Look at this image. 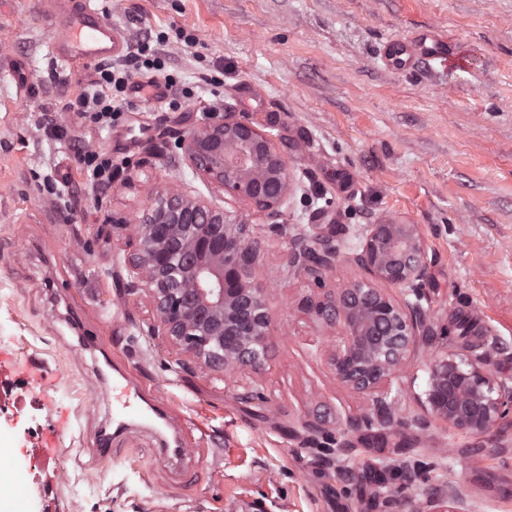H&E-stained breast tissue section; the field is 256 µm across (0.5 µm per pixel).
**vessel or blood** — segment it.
Masks as SVG:
<instances>
[{
  "label": "vessel or blood",
  "instance_id": "b4317fda",
  "mask_svg": "<svg viewBox=\"0 0 512 512\" xmlns=\"http://www.w3.org/2000/svg\"><path fill=\"white\" fill-rule=\"evenodd\" d=\"M49 21L48 52L51 59L66 64L102 62L122 55L128 36L106 16L100 0H42ZM382 60L387 69L407 71L423 60L447 64L448 55L435 30L426 29L411 37L386 44ZM165 400L158 391H150L144 406L117 405L112 422L124 429L129 421L165 418Z\"/></svg>",
  "mask_w": 512,
  "mask_h": 512
}]
</instances>
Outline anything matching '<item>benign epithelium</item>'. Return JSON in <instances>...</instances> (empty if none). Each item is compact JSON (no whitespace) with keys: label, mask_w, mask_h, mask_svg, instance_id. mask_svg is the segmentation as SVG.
Listing matches in <instances>:
<instances>
[{"label":"benign epithelium","mask_w":512,"mask_h":512,"mask_svg":"<svg viewBox=\"0 0 512 512\" xmlns=\"http://www.w3.org/2000/svg\"><path fill=\"white\" fill-rule=\"evenodd\" d=\"M183 148L193 169L248 202L277 214L291 189L288 165L272 135L233 112L192 133ZM112 224L133 228L127 294L149 296L153 336L180 347L183 371L205 368L231 376L261 372L269 360L272 317L267 287L258 277L262 246L255 225L173 190L152 194L135 214H112ZM336 245L313 231L288 254L292 270L316 276L331 269ZM362 274L302 309L326 323L343 324L331 365L336 378L390 411L394 381L427 336L429 313L421 297L398 301L378 284L408 288L428 271L418 225L381 223L367 229L356 254ZM472 357L435 356L425 390L426 410L461 433H484L512 414V385L488 369V351Z\"/></svg>","instance_id":"7a95c632"}]
</instances>
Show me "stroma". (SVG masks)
<instances>
[{"label": "stroma", "instance_id": "35a3bbf8", "mask_svg": "<svg viewBox=\"0 0 512 512\" xmlns=\"http://www.w3.org/2000/svg\"><path fill=\"white\" fill-rule=\"evenodd\" d=\"M102 2L130 37L169 25L196 37L167 48L195 96L177 112L131 96L112 131L99 130L68 109L94 64L48 70L41 0H0V363L25 369L0 394V449L14 460L0 485L14 512H441L452 490L469 512H512V417L464 434L423 406L434 356L468 342H497L489 369L512 377V0ZM425 26L444 34L449 64L386 69L383 44ZM218 67L220 101L204 81ZM227 112L272 135L294 184L275 218L287 235L258 228L269 362L231 378L180 371V351L148 335L150 299L126 292L130 233L111 222L163 189L250 215L177 147ZM80 145L118 165L106 194L86 186ZM49 171L68 179L65 202L46 192ZM384 221L420 228L433 343L396 380L389 422L351 429L346 415L372 406L330 364L342 327L299 303L358 277L363 235ZM312 226L336 244L320 287L287 263L290 238ZM116 362L161 392L172 420L130 422L125 456L104 457ZM248 388L261 404L236 399ZM316 413L324 430L311 434L300 421ZM44 441L51 457L33 453Z\"/></svg>", "mask_w": 512, "mask_h": 512}]
</instances>
